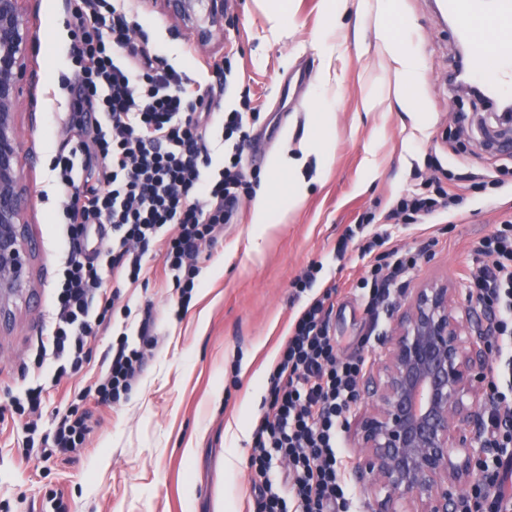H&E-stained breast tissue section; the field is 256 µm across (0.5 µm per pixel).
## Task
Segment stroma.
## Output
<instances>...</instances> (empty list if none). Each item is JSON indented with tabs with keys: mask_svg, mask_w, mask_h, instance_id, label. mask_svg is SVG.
<instances>
[{
	"mask_svg": "<svg viewBox=\"0 0 512 512\" xmlns=\"http://www.w3.org/2000/svg\"><path fill=\"white\" fill-rule=\"evenodd\" d=\"M435 3L347 0L335 16L326 0H228L223 33L203 45L142 0H126L128 20L143 31L141 48L195 73L222 108L246 105L258 113L256 137L245 151L253 191L242 197L235 223L202 254L183 317L175 315L178 291L150 253L143 258L147 283L125 292L131 315L115 311L110 327L89 339L91 362L72 380L79 388L105 371V355L119 333L136 337L144 313L153 317L158 344L127 401L108 407L85 400L100 427L84 448L49 459L26 452L23 421L0 420V512H45L52 489L71 512H259L248 466L250 433L268 408L272 358L305 303L294 281L319 266L312 292L336 291L330 323L338 354L362 356L366 371H375L384 357L389 310L371 312L366 298L352 293L367 270L361 256L366 237L346 233L369 218L385 223L398 196L438 167L462 204L392 225V242L419 255L404 279L405 292L430 278L463 287L473 243L512 217V152L489 136L494 122L487 108L449 81L457 38L454 28L440 23ZM75 6V0L28 4L35 43L19 131L38 251L14 323L0 330V406L37 380L31 345L46 331L65 254L59 228L65 194L50 168L55 155L88 138L70 122L73 92L60 88L73 76L65 22ZM386 30L421 58L420 84L402 86L379 49ZM299 74L302 91L284 95L285 81ZM316 112L331 115L324 139L334 162L324 172L315 156H305L306 195L258 231L252 194L264 187L275 199L287 196L288 175L275 162L303 156ZM417 112L426 113V130L415 129ZM492 174L504 187L489 183ZM342 241L348 244L343 253L337 250ZM367 410L364 400L353 404L341 450L357 512L365 506L353 426ZM188 447L193 455H185Z\"/></svg>",
	"mask_w": 512,
	"mask_h": 512,
	"instance_id": "obj_1",
	"label": "stroma"
}]
</instances>
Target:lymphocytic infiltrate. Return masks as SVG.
I'll list each match as a JSON object with an SVG mask.
<instances>
[{
    "instance_id": "obj_1",
    "label": "lymphocytic infiltrate",
    "mask_w": 512,
    "mask_h": 512,
    "mask_svg": "<svg viewBox=\"0 0 512 512\" xmlns=\"http://www.w3.org/2000/svg\"><path fill=\"white\" fill-rule=\"evenodd\" d=\"M73 37L70 64L81 91L71 104L80 112L91 102L106 120L95 137L100 172L80 174L74 153L55 157L56 183L71 194L63 209L66 260L54 293L49 330L36 351L39 368L60 385L79 374L88 361L87 340L109 327L123 288L139 282L142 259L159 249L164 271L189 302L200 270L198 260L225 225L234 223L242 192L248 187L245 148L255 112H217L212 96L201 92L188 74L151 59L133 63L123 51L136 29L119 0H84L67 21ZM220 129L221 168H213L211 132ZM439 178L401 194L390 219L415 221L460 204ZM107 237L105 250L78 249L91 228ZM388 230L374 232L363 254L383 247L356 292L371 304L389 300L401 278L418 264L417 254L392 246ZM481 261L467 288L489 313V331L498 336V356L489 366L491 408L487 421L494 447L474 490L484 512H512V224L479 240ZM331 291L309 298L288 327L269 376V411L252 434L249 467L263 512H349L351 492L341 478L339 448L346 414L358 396L365 361L341 357L330 334ZM154 322L144 317L137 341L120 334L106 371L60 418L51 444L60 452L82 447L95 424L80 403L94 396L116 405L128 399L157 345ZM46 384V385H49ZM37 384L13 397L11 408L36 430L46 387ZM287 463V477H272L274 460Z\"/></svg>"
}]
</instances>
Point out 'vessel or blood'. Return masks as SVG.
Wrapping results in <instances>:
<instances>
[{"mask_svg": "<svg viewBox=\"0 0 512 512\" xmlns=\"http://www.w3.org/2000/svg\"><path fill=\"white\" fill-rule=\"evenodd\" d=\"M440 13L455 20L458 37L469 46L467 70L482 78L488 93L502 94L512 85V56L502 48L512 39V0H493L488 9L476 0H440Z\"/></svg>", "mask_w": 512, "mask_h": 512, "instance_id": "b4317fda", "label": "vessel or blood"}]
</instances>
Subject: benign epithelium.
<instances>
[{"mask_svg": "<svg viewBox=\"0 0 512 512\" xmlns=\"http://www.w3.org/2000/svg\"><path fill=\"white\" fill-rule=\"evenodd\" d=\"M25 0H0V325L26 287L36 250L16 107L28 70L31 34ZM200 43L224 26V0H148ZM471 301L429 280L397 305L377 371L364 375L371 410L356 425L357 468L374 512H474L467 487L491 451L486 379L494 337Z\"/></svg>", "mask_w": 512, "mask_h": 512, "instance_id": "7a95c632", "label": "benign epithelium"}]
</instances>
